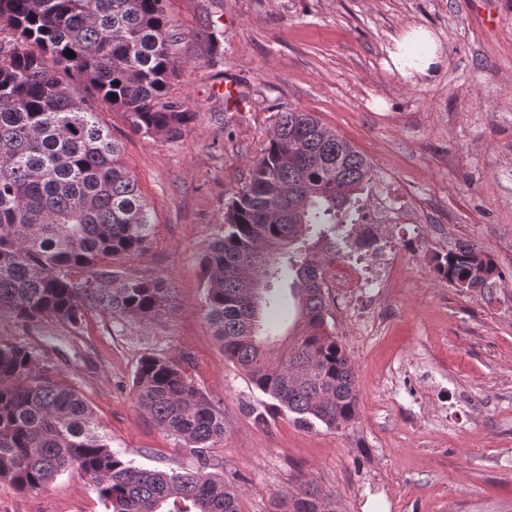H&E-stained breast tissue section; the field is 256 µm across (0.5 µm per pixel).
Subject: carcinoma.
Instances as JSON below:
<instances>
[{"label": "carcinoma", "instance_id": "1", "mask_svg": "<svg viewBox=\"0 0 512 512\" xmlns=\"http://www.w3.org/2000/svg\"><path fill=\"white\" fill-rule=\"evenodd\" d=\"M0 312L29 329L57 323L75 340L88 313L145 328L173 300L165 276L132 273L154 221L98 105L127 114L147 137L177 138L195 113L169 95L179 33L165 0H0ZM75 56H69V52ZM369 160L311 112L280 113L224 232L200 257L205 318L224 357L274 411L312 427L358 414L355 371L328 325L324 287L346 239L338 214L370 180ZM440 279L483 288L491 259L466 244L435 257ZM294 274L283 281V272ZM288 288L295 332L282 348L265 308ZM140 409L196 457L192 472L135 465L75 387L22 343L0 342V480L38 493L56 477L86 479L106 512H240L241 491L213 472L224 413L170 357L147 355L133 375ZM290 512H328L310 486Z\"/></svg>", "mask_w": 512, "mask_h": 512}]
</instances>
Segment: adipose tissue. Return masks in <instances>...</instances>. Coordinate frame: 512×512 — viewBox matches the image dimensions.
Wrapping results in <instances>:
<instances>
[{"instance_id":"obj_1","label":"adipose tissue","mask_w":512,"mask_h":512,"mask_svg":"<svg viewBox=\"0 0 512 512\" xmlns=\"http://www.w3.org/2000/svg\"><path fill=\"white\" fill-rule=\"evenodd\" d=\"M387 67L407 81L431 76L442 63L437 37L423 27H412L394 37L387 49Z\"/></svg>"}]
</instances>
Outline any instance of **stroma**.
Wrapping results in <instances>:
<instances>
[{"instance_id":"stroma-1","label":"stroma","mask_w":512,"mask_h":512,"mask_svg":"<svg viewBox=\"0 0 512 512\" xmlns=\"http://www.w3.org/2000/svg\"><path fill=\"white\" fill-rule=\"evenodd\" d=\"M183 35L170 93L196 114L168 140L132 131L124 113L101 117L152 213L147 255L131 268L174 287L161 325L116 326L93 311L75 344L50 348L42 331L0 312V339L46 349L136 465L186 470L195 458L138 408L132 378L145 354L172 356L224 414L211 455L241 481L243 512L311 485L332 512H512V0H167ZM424 26L441 44L434 75L411 83L387 69L386 49ZM232 80L243 108L225 102ZM312 112L369 159L350 244L376 234L366 217L388 192L418 218L395 228L403 265L380 296L332 305L328 324L359 390L356 420L306 428L291 414L253 409L267 396L225 358L203 309L199 257L222 231L229 196L249 177L279 113ZM465 242L499 276L461 290L438 280L432 258ZM0 512H104L89 484L59 476L37 494L0 480Z\"/></svg>"}]
</instances>
